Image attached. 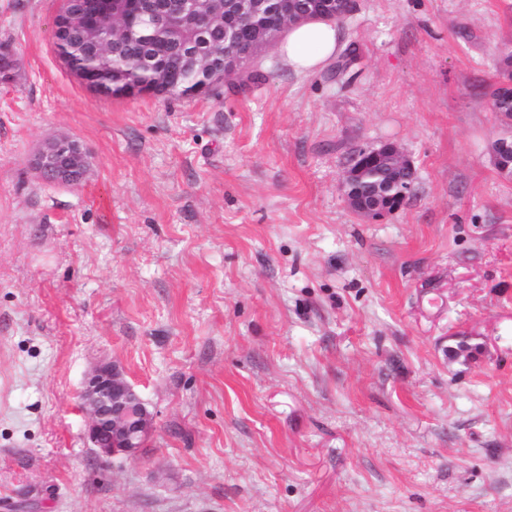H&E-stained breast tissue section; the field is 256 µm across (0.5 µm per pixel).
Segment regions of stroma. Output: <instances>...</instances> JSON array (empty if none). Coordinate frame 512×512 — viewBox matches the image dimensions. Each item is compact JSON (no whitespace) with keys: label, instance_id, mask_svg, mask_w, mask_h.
Listing matches in <instances>:
<instances>
[{"label":"stroma","instance_id":"1","mask_svg":"<svg viewBox=\"0 0 512 512\" xmlns=\"http://www.w3.org/2000/svg\"><path fill=\"white\" fill-rule=\"evenodd\" d=\"M63 5L0 0V512H512V0H358L344 74L269 46L189 99L89 89ZM60 136L78 185L31 165ZM388 142L413 193L357 214ZM102 364L154 417L136 456L87 439ZM505 81L492 92V107L503 117L512 119V59L507 57L503 61ZM369 157L375 158L388 165L392 172L394 181L398 184L404 183L407 190L411 192L414 189V182L411 181L412 177H409L408 174H413L414 170L411 162L398 150L397 147L391 144L383 145L378 149L364 151L355 158L354 163L345 173L343 180L346 203L353 211L361 215L379 216L386 212L389 208L388 205L382 206L381 204L375 203H362L356 194L347 191V187L353 184L360 176V169L363 165L364 159Z\"/></svg>","mask_w":512,"mask_h":512}]
</instances>
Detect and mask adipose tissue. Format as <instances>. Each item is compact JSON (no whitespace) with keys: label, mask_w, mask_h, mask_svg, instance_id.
Masks as SVG:
<instances>
[{"label":"adipose tissue","mask_w":512,"mask_h":512,"mask_svg":"<svg viewBox=\"0 0 512 512\" xmlns=\"http://www.w3.org/2000/svg\"><path fill=\"white\" fill-rule=\"evenodd\" d=\"M341 30L336 23L310 20L292 25L277 51L299 73H311L340 49Z\"/></svg>","instance_id":"1"}]
</instances>
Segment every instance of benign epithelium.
Segmentation results:
<instances>
[{
  "mask_svg": "<svg viewBox=\"0 0 512 512\" xmlns=\"http://www.w3.org/2000/svg\"><path fill=\"white\" fill-rule=\"evenodd\" d=\"M277 10L287 15V22L272 29L257 26L253 29L249 45L238 49L231 45L207 54L206 67L211 79L236 73L242 77L251 75L250 64L259 51L277 38L289 24L302 17L288 13V5L282 0H237V4L224 5L230 16L224 22L238 26L245 19ZM214 10L199 0H84L83 22L87 30L86 48L96 54L112 43L117 36L128 42H140L144 29L150 26L168 33V39L183 45V51L191 59L198 56V45L183 39L186 34L205 35L212 27ZM113 22V29L106 28ZM72 29V16L56 18L53 36L56 42L67 38ZM375 158L390 168L394 181L414 189L410 174L414 173L411 162L397 147L387 144L378 149L360 153L345 173L343 187L353 184L360 176L366 158ZM39 175L53 183L77 185L88 171L86 152L81 144L68 137L53 139L39 150L32 161ZM347 205L364 216H379L388 206L366 204L356 194L344 191ZM81 407L88 414L90 427L88 440L101 458L112 457L122 451L133 457L147 442L153 431V416L144 402L114 366L98 368L84 383L80 394Z\"/></svg>",
  "mask_w": 512,
  "mask_h": 512,
  "instance_id": "7a95c632",
  "label": "benign epithelium"
}]
</instances>
